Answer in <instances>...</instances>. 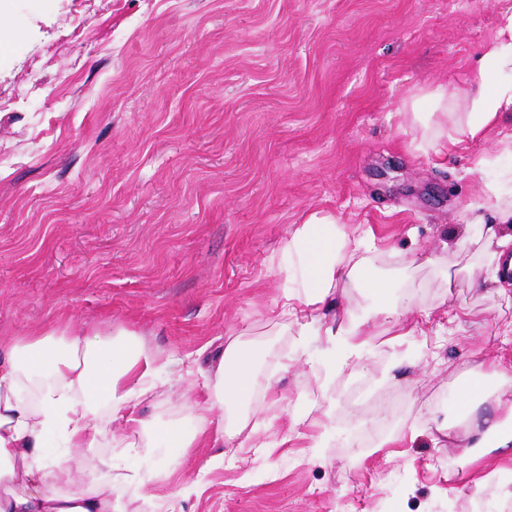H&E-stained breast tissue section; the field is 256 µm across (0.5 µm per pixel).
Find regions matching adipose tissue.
Wrapping results in <instances>:
<instances>
[{"mask_svg": "<svg viewBox=\"0 0 512 512\" xmlns=\"http://www.w3.org/2000/svg\"><path fill=\"white\" fill-rule=\"evenodd\" d=\"M495 9V30L480 47L466 90L422 84L397 108L412 152L439 159L512 121V0H497ZM485 196L495 223L475 215L441 241L442 253L473 239L482 242V265L458 272L477 288L482 269L500 266L512 246V194L490 183ZM375 249L371 231L348 232L331 214L309 213L288 231L282 253L295 274L275 302V317L316 344L328 375L362 358L370 320L396 312L389 282L363 277ZM455 275L446 274V281ZM362 283L373 307L360 314L348 305L339 319L325 321L322 311L334 304L337 289ZM176 364L173 358L160 362L149 356L136 335L124 330L41 333L0 342V512H118L122 488L136 482L139 473L115 472L109 448L150 456L165 443L189 448L200 436L221 448L246 434L244 403L257 368L252 347L230 336L210 355L200 372L205 399L188 405L194 426L189 435L139 414L143 402L163 395L160 372ZM494 391L512 392V365L496 368L489 378L475 372L461 383L453 406L465 416L438 424L434 444L459 440L464 447L512 458V425L474 422ZM54 442L98 454L71 463L51 452Z\"/></svg>", "mask_w": 512, "mask_h": 512, "instance_id": "obj_1", "label": "adipose tissue"}]
</instances>
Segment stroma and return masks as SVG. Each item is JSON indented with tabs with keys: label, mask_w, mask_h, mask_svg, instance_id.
<instances>
[{
	"label": "stroma",
	"mask_w": 512,
	"mask_h": 512,
	"mask_svg": "<svg viewBox=\"0 0 512 512\" xmlns=\"http://www.w3.org/2000/svg\"><path fill=\"white\" fill-rule=\"evenodd\" d=\"M495 0H13L0 23V337L127 330L158 359L197 360L245 333L258 375L250 448L199 441L123 464L156 472L176 512H512V460L434 447L457 384L512 364V306L495 285L441 288L425 256L471 215L498 133L412 153L391 114L418 85L464 87ZM371 227V275L398 319L327 377L274 325L281 249L307 213ZM418 246L421 258L400 256ZM273 393H265L269 376ZM202 379L140 405L192 432ZM328 448L313 449L319 425Z\"/></svg>",
	"instance_id": "35a3bbf8"
}]
</instances>
